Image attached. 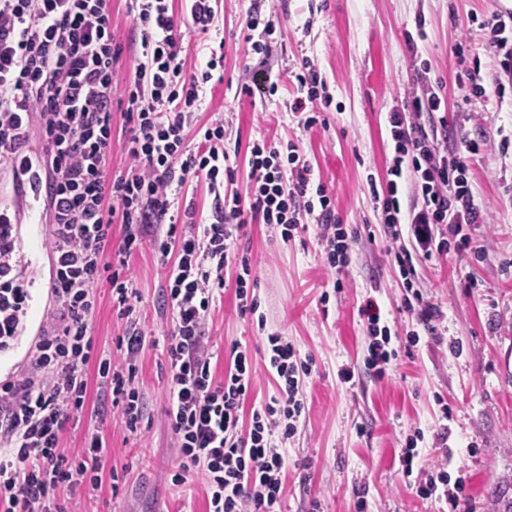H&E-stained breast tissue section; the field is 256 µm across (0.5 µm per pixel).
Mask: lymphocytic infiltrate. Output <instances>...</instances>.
Masks as SVG:
<instances>
[{
  "instance_id": "1",
  "label": "lymphocytic infiltrate",
  "mask_w": 512,
  "mask_h": 512,
  "mask_svg": "<svg viewBox=\"0 0 512 512\" xmlns=\"http://www.w3.org/2000/svg\"><path fill=\"white\" fill-rule=\"evenodd\" d=\"M139 31V52L122 84L112 74L122 49L112 35V0H0V160L19 161L32 129L46 144L41 175L52 224L48 249V302L24 368L0 383V512H64L63 491L96 489L116 476L101 424L86 430L80 449L62 446L68 428L85 416L88 368H96L102 401L118 412L130 435L141 432L143 402L135 385L146 344L139 293L130 260L151 235L166 268L162 294L170 408L178 465L174 485L202 475L207 512H280L286 459L281 449L305 412L303 382L312 363L282 336L268 338L265 369L273 382L268 400L250 396L256 368L249 348L234 346L223 377H216L206 343L210 312L235 273L242 313L259 303L248 283V259L233 263L230 246L248 224H264L290 239L302 224L320 226L326 266L351 261L347 230L332 194L316 180L311 162L293 139L255 141L248 159L246 193L225 191L229 155L224 123H199L216 57L189 64L186 32L206 35L217 22L216 0H128ZM482 38L503 72L512 71V14L480 25ZM279 82L255 73L244 94L275 95ZM290 108L300 128L313 127L329 106L326 82L311 59L288 78ZM440 86L423 84L387 117L392 164L372 196L389 237L408 225L414 250H399L402 272L414 252L447 250L435 240L440 224L453 226L460 244L467 224L482 223L474 205L468 157L484 143H466L467 158L442 153L426 124L446 111ZM125 120L126 165L109 169L115 114ZM204 178L211 214L178 210L194 179ZM413 203L403 207L404 194ZM122 225L120 244L113 225ZM20 224L0 221V353L13 351L27 331L32 280L18 248ZM108 283L125 321L116 353L98 350L92 321L98 288ZM370 342L366 367L384 376L395 355L392 334L376 303L363 310Z\"/></svg>"
}]
</instances>
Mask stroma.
<instances>
[{
  "label": "stroma",
  "instance_id": "35a3bbf8",
  "mask_svg": "<svg viewBox=\"0 0 512 512\" xmlns=\"http://www.w3.org/2000/svg\"><path fill=\"white\" fill-rule=\"evenodd\" d=\"M496 9L495 0H219L216 30L186 37L190 61L213 52L223 57L222 78L207 85L198 120H223L234 189L248 188L254 141L297 139L352 236L351 263L334 274L324 265L317 225L288 240L266 225H247L232 250L255 269L259 314L241 313L230 277L209 320L217 370L239 343L262 363L275 333L314 361L304 380L305 413L284 445L282 512H358L361 500L367 512H492V500L512 504V83L503 93L490 86L471 99L461 84L473 60H489L477 20ZM252 11L277 16L282 27L262 58L249 54L239 27ZM112 33L123 48L120 83L136 39L125 0H112ZM306 57L319 67L331 104L321 112L325 125L304 132L286 91L253 98L240 89L255 68L279 77ZM421 79L439 83L448 98L442 149L461 155L466 139L487 143L485 154L470 162L474 202L487 221L465 226L469 253L415 256L407 281L392 250L408 239L389 238L371 183L385 178L393 157L387 116ZM131 269L147 333L136 379L145 407L142 433L129 436L113 417L103 434L120 481L107 477L97 490L63 492L62 501L66 512H207L201 476L171 482L178 459L166 422V270L150 241H143ZM413 290L432 309L431 330H419L403 307ZM370 301L379 305L397 353L380 378L364 364L369 337L361 310ZM124 324L108 286H101L93 320L98 349L114 350ZM346 365L354 371L347 384L338 377ZM418 430L425 466L464 481L458 503L419 497L403 475L398 455Z\"/></svg>",
  "mask_w": 512,
  "mask_h": 512
}]
</instances>
